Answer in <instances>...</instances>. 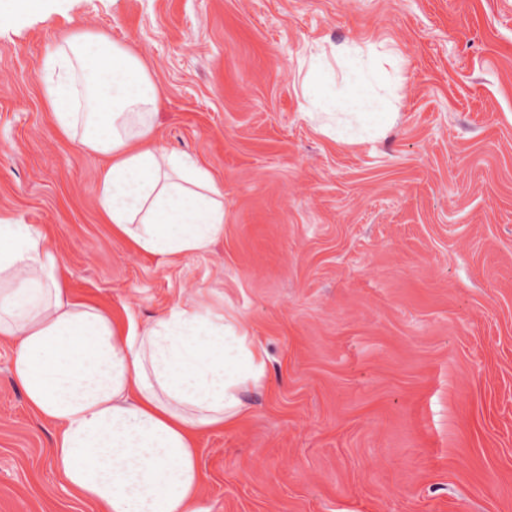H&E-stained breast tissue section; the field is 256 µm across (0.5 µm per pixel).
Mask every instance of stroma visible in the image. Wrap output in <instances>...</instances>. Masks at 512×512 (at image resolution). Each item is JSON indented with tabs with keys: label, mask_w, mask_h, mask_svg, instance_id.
Masks as SVG:
<instances>
[{
	"label": "stroma",
	"mask_w": 512,
	"mask_h": 512,
	"mask_svg": "<svg viewBox=\"0 0 512 512\" xmlns=\"http://www.w3.org/2000/svg\"><path fill=\"white\" fill-rule=\"evenodd\" d=\"M0 214L53 234L76 295L150 319L198 288L266 355L240 432L205 435L211 512H512V0H0ZM133 44L164 145L224 177V235L169 268L112 241L39 61ZM370 43L395 123L304 113L320 38ZM0 348V512H87Z\"/></svg>",
	"instance_id": "35a3bbf8"
}]
</instances>
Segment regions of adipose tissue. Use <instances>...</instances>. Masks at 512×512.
Here are the masks:
<instances>
[{
	"instance_id": "obj_1",
	"label": "adipose tissue",
	"mask_w": 512,
	"mask_h": 512,
	"mask_svg": "<svg viewBox=\"0 0 512 512\" xmlns=\"http://www.w3.org/2000/svg\"><path fill=\"white\" fill-rule=\"evenodd\" d=\"M332 53L351 91L307 80V110L391 124L387 99L369 87L373 49ZM41 69L52 123L98 166L97 206L113 239L171 268L208 252L224 234V181L163 145V96L145 57L85 28ZM70 276L52 234L0 217V346L14 354L29 412L52 428L47 455L67 495L92 512H210L200 440L244 427L241 394L263 374L260 340L200 289H180L153 319H120L75 297Z\"/></svg>"
}]
</instances>
